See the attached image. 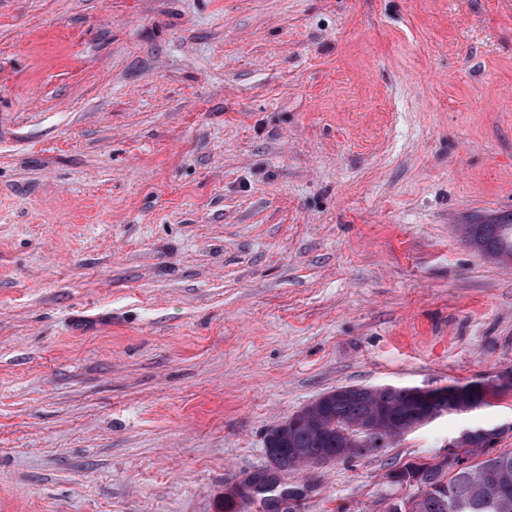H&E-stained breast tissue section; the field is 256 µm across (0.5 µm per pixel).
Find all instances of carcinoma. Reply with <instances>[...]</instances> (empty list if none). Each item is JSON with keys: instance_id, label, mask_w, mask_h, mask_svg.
I'll use <instances>...</instances> for the list:
<instances>
[{"instance_id": "obj_1", "label": "carcinoma", "mask_w": 512, "mask_h": 512, "mask_svg": "<svg viewBox=\"0 0 512 512\" xmlns=\"http://www.w3.org/2000/svg\"><path fill=\"white\" fill-rule=\"evenodd\" d=\"M465 241L491 254L512 255V224H466ZM380 403L398 419L410 416L416 409L413 389L394 386L379 395ZM370 397L366 388L355 386L349 395L337 397L330 392L320 395L315 413L303 407L290 416L284 429L272 428L265 437L269 455L281 472L305 469L320 457L367 456L391 447L386 432L362 429L367 420ZM507 471V495L512 502V451L465 454L448 463V467L429 463H413L397 471L398 484L416 488L413 495L393 505L391 512H512L500 508L501 494L477 489L481 474ZM278 491L273 476L248 480L225 496L224 503L234 499L264 496L273 499Z\"/></svg>"}]
</instances>
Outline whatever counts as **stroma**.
<instances>
[{
	"label": "stroma",
	"instance_id": "stroma-1",
	"mask_svg": "<svg viewBox=\"0 0 512 512\" xmlns=\"http://www.w3.org/2000/svg\"><path fill=\"white\" fill-rule=\"evenodd\" d=\"M512 0H0V512H224L341 386L512 370ZM512 391L283 473L392 475ZM463 230L469 244L491 255L506 253L512 258V224H465Z\"/></svg>",
	"mask_w": 512,
	"mask_h": 512
}]
</instances>
